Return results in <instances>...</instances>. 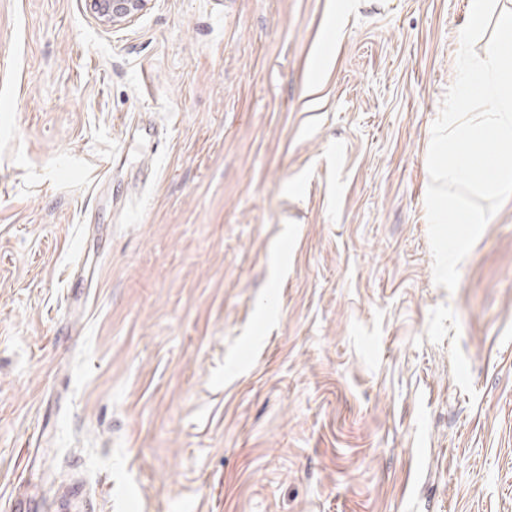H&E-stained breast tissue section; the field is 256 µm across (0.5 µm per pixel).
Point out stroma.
Returning <instances> with one entry per match:
<instances>
[{
    "label": "stroma",
    "instance_id": "1",
    "mask_svg": "<svg viewBox=\"0 0 512 512\" xmlns=\"http://www.w3.org/2000/svg\"><path fill=\"white\" fill-rule=\"evenodd\" d=\"M466 2L0 0V512H512V198L452 292L425 209ZM91 11L104 25L120 26L134 21L145 9L147 0H88Z\"/></svg>",
    "mask_w": 512,
    "mask_h": 512
}]
</instances>
